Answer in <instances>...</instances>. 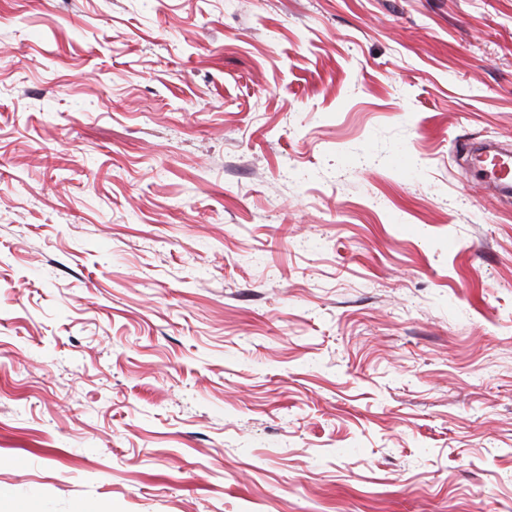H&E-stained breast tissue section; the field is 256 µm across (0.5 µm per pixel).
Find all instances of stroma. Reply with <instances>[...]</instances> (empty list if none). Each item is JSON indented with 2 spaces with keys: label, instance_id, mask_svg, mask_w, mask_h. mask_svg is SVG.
Listing matches in <instances>:
<instances>
[{
  "label": "stroma",
  "instance_id": "stroma-1",
  "mask_svg": "<svg viewBox=\"0 0 512 512\" xmlns=\"http://www.w3.org/2000/svg\"><path fill=\"white\" fill-rule=\"evenodd\" d=\"M512 0H0V512H512ZM481 173L495 188L508 193L512 189V152L505 148L477 149Z\"/></svg>",
  "mask_w": 512,
  "mask_h": 512
}]
</instances>
